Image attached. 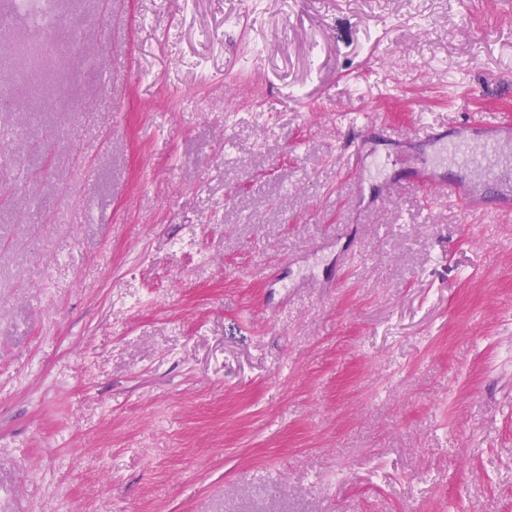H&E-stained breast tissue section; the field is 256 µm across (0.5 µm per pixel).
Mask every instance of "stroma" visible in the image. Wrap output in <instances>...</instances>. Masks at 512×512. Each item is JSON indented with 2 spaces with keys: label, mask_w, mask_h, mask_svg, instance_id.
<instances>
[{
  "label": "stroma",
  "mask_w": 512,
  "mask_h": 512,
  "mask_svg": "<svg viewBox=\"0 0 512 512\" xmlns=\"http://www.w3.org/2000/svg\"><path fill=\"white\" fill-rule=\"evenodd\" d=\"M111 12L0 29V512H512V218L407 181L512 0Z\"/></svg>",
  "instance_id": "obj_1"
}]
</instances>
